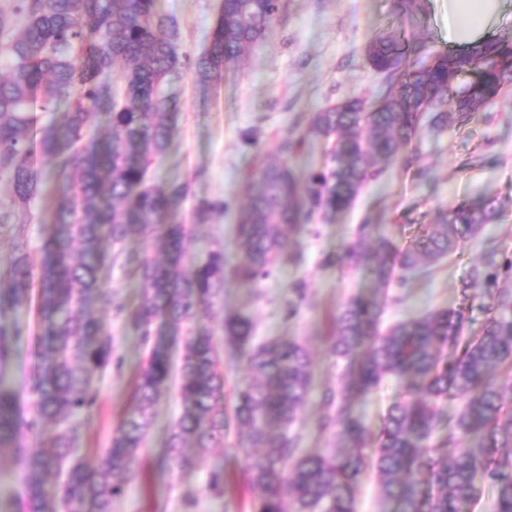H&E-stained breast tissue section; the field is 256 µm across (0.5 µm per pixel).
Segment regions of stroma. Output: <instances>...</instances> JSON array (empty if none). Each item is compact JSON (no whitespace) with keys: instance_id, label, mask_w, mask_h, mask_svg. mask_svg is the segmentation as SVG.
I'll use <instances>...</instances> for the list:
<instances>
[{"instance_id":"stroma-1","label":"stroma","mask_w":512,"mask_h":512,"mask_svg":"<svg viewBox=\"0 0 512 512\" xmlns=\"http://www.w3.org/2000/svg\"><path fill=\"white\" fill-rule=\"evenodd\" d=\"M396 0H281L271 30L237 61L227 65L223 79L210 86L199 84L190 69H180L167 92L177 114L171 145L151 170L153 183L188 181L192 193L179 218L192 228L195 257L222 250L226 266L240 260L236 219L244 198L242 186L263 157L278 152L288 139L301 146L286 154L299 175L325 168L329 145L307 132L312 112L353 96L377 99L382 85L365 60V48L374 38L406 29L428 51L448 48V0H418L420 20L402 26L395 14ZM220 0H160L161 10L177 24L180 54L198 56L206 42ZM403 161L369 183L350 209L334 220L296 232L299 262H283L273 275L251 286L226 278L221 296L198 318L215 344H223L225 316L243 314L256 326L258 338L297 339L311 359L313 390L292 429L301 448L314 453L329 448L331 436L318 435L316 423L323 407V389H342L346 363L334 357L331 345L334 318L354 296H380L383 321L416 317L435 308L464 309L474 329L486 320L489 300L482 285H468L471 269L483 261L488 244L512 253V90L487 105L465 124L450 122L435 131L420 128L402 152ZM55 190L45 181L43 194L31 204V219L21 240L0 232V270L6 269L16 250H24L32 269H39L43 241L53 220ZM221 199L226 212L203 223L195 208L203 200ZM462 200L494 201L502 221L486 225L474 239L461 244L450 257L415 275L405 290H378L362 265L322 266L324 255L348 249L357 224L369 222L397 246L409 243L420 225L435 223L450 206ZM304 297H297L296 288ZM139 282L121 266H114L90 305L115 338L121 368L98 384L94 410L84 420L78 455L94 463L126 413L135 376L144 358L136 332L111 308L115 298L137 305ZM297 307L289 315V307ZM399 393L395 381L351 402V412L370 433H378L381 420ZM180 412L175 389L163 391L153 408L145 448L132 465V476L113 512H251L254 493L247 480L241 435L230 431L223 446L196 456L184 469L166 457V444ZM224 476V493L209 491L212 473Z\"/></svg>"}]
</instances>
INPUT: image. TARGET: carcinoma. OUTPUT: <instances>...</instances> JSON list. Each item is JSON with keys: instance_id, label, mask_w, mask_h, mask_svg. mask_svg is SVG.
I'll return each mask as SVG.
<instances>
[{"instance_id": "1", "label": "carcinoma", "mask_w": 512, "mask_h": 512, "mask_svg": "<svg viewBox=\"0 0 512 512\" xmlns=\"http://www.w3.org/2000/svg\"><path fill=\"white\" fill-rule=\"evenodd\" d=\"M279 8L280 0H222L208 45L193 61L180 56L175 23L157 0H10L0 10V63L8 70L0 74V178L11 185V195L0 199V229L23 235L30 203L43 190L40 158L54 161L57 189L39 273L20 249L0 272V312L27 301L36 282L44 329L26 380L36 415L29 421L1 372L23 329L0 325V454L15 455L27 471L15 512H112L172 376L170 354L153 342L165 333L182 344V411L168 454L188 467L187 443L204 453L231 428L247 430L252 512H354L368 472L377 479L382 512H457L484 485L494 492V512H512V404L504 400L512 394V292L498 287L500 279H512V255L499 261L495 248L471 272L491 301L479 331L462 309L436 308L383 329L381 302L355 296L344 305L331 352L349 360L363 346L366 353L349 387L323 394L319 428L336 436L335 450L300 454L297 437L287 435L311 391L305 347L283 337L254 342V324L243 315L224 319V347L245 363L250 380L227 403L223 354L197 322L224 288V253L193 262L194 237L179 221L190 183L152 185L148 172L175 127L164 83L182 67L202 83L221 81L224 68L265 36ZM417 51L427 56L404 35L374 39L367 62L384 79L375 104L349 98L311 114L309 132L331 142L325 170L301 180L274 153L246 179L247 204L236 228L238 282L253 285L283 258H294L286 229L350 208L368 182L397 162L421 123L440 130L451 120L467 122L512 87V46L497 39L437 52L412 70L405 62ZM63 98L69 104L60 120L38 125L37 111H54ZM100 106L112 127L104 149L85 131L90 111ZM501 218L491 200L461 202L403 248L386 237L372 240L373 225L360 224L351 249L328 255L323 265L362 262L378 283L401 286L397 271L420 272ZM154 233L164 259L144 258L133 267L143 288L139 303L130 312L113 303L145 347L133 402L88 467L76 456V419L95 406L98 379L122 364L114 358L112 329L88 308L122 255L105 256L101 246ZM494 368L505 369L502 379L490 376ZM388 378L401 394L373 438L352 416L351 395L374 391ZM450 399L462 403L449 419ZM44 420L59 431L25 447L22 438ZM444 422L448 455L435 457L431 438ZM46 478L55 483L51 496Z\"/></svg>"}]
</instances>
